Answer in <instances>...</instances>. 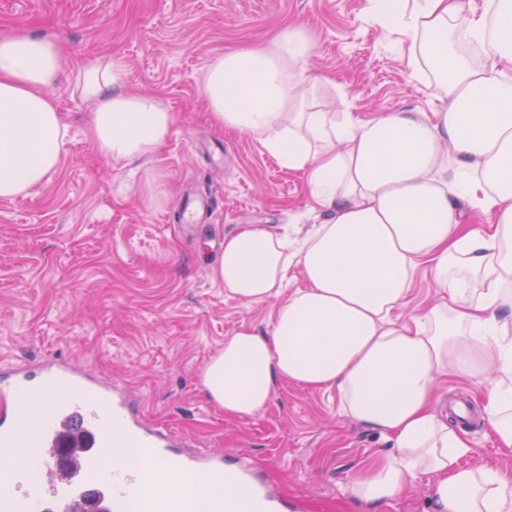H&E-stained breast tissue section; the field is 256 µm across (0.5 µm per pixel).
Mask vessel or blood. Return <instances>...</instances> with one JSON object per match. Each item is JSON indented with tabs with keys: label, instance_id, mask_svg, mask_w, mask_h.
<instances>
[{
	"label": "vessel or blood",
	"instance_id": "obj_1",
	"mask_svg": "<svg viewBox=\"0 0 512 512\" xmlns=\"http://www.w3.org/2000/svg\"><path fill=\"white\" fill-rule=\"evenodd\" d=\"M22 448L37 449V459L19 456ZM0 450L12 482L0 492V512H192L168 487L172 469L219 488L233 475L238 493L224 512L285 507L253 470L227 472L220 454L187 448L177 433L146 425L122 387L62 359L36 371L15 365L0 381ZM142 456L157 467L149 499Z\"/></svg>",
	"mask_w": 512,
	"mask_h": 512
}]
</instances>
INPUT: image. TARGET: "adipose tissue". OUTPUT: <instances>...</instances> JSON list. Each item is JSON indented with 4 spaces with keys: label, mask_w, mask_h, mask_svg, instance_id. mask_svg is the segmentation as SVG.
<instances>
[{
    "label": "adipose tissue",
    "mask_w": 512,
    "mask_h": 512,
    "mask_svg": "<svg viewBox=\"0 0 512 512\" xmlns=\"http://www.w3.org/2000/svg\"><path fill=\"white\" fill-rule=\"evenodd\" d=\"M371 25L402 36L414 74H427L440 111L397 110L360 120L308 111L314 44L289 26L263 46L217 55L202 80L209 119L256 138L304 174L328 216L302 239L264 224L224 238L213 277L247 304L276 297L269 331L225 337L202 386L225 415L264 410L279 383L335 393L338 411L390 441L359 467L352 496L378 504L420 475L435 482L434 512H512V475L468 464L473 443L434 407L448 376L494 377L482 416L512 451V0H399ZM476 42L479 56L458 50ZM56 40L0 36V199L29 194L60 163L67 127L51 91L61 78ZM117 64L92 63L78 78L93 104L91 140L112 160L154 155L172 113L155 97L121 88ZM493 211L490 231L468 226L460 202ZM439 297L401 322L419 266ZM305 285L284 294L290 269Z\"/></svg>",
    "instance_id": "adipose-tissue-1"
}]
</instances>
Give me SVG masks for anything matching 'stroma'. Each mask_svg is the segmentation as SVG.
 Listing matches in <instances>:
<instances>
[{"mask_svg":"<svg viewBox=\"0 0 512 512\" xmlns=\"http://www.w3.org/2000/svg\"><path fill=\"white\" fill-rule=\"evenodd\" d=\"M365 0H0V36L34 32L63 45L53 89L69 127L58 169L28 195L0 199V365L70 360L125 385L145 422L195 447L247 460L280 497L308 512H433L428 477L372 510L348 493L352 474L384 447L380 435L337 412L336 397L277 386L248 418L225 415L200 373L241 326L265 331L272 303L228 296L211 269L213 242L245 224L305 235L325 217L303 174L281 167L253 138L213 127L202 78L218 54L298 25L313 37L314 96L330 112H433L441 103L412 75L398 34L367 24ZM109 59L126 89L173 115L158 153L133 164L108 159L86 131L92 106L76 91L85 64ZM202 188L204 224L174 219L186 188ZM439 407L465 404L472 464L512 473L481 417V389L456 376Z\"/></svg>","mask_w":512,"mask_h":512,"instance_id":"obj_1","label":"stroma"}]
</instances>
